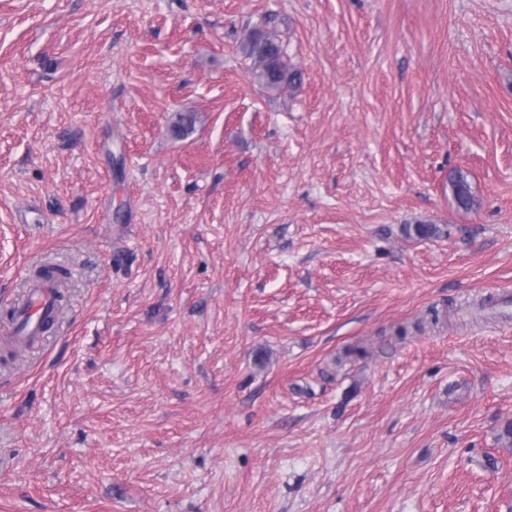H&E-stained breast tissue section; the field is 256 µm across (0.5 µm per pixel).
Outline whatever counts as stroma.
<instances>
[{
	"mask_svg": "<svg viewBox=\"0 0 512 512\" xmlns=\"http://www.w3.org/2000/svg\"><path fill=\"white\" fill-rule=\"evenodd\" d=\"M56 265L0 512H512V0H0V310ZM242 53L252 60L251 74L255 81L271 91L300 83L301 74L290 70L281 46L268 34L255 30L241 43Z\"/></svg>",
	"mask_w": 512,
	"mask_h": 512,
	"instance_id": "35a3bbf8",
	"label": "stroma"
}]
</instances>
